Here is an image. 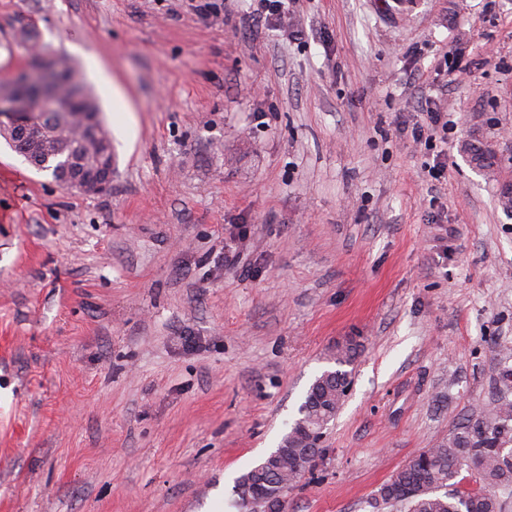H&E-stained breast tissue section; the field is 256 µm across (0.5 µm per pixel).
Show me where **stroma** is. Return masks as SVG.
Here are the masks:
<instances>
[{
    "instance_id": "obj_1",
    "label": "stroma",
    "mask_w": 512,
    "mask_h": 512,
    "mask_svg": "<svg viewBox=\"0 0 512 512\" xmlns=\"http://www.w3.org/2000/svg\"><path fill=\"white\" fill-rule=\"evenodd\" d=\"M218 2L0 0V81L36 31L114 154L93 193L0 138V512H241L350 338L288 512H395L377 489L512 367V0ZM424 99L439 183L398 130ZM427 118L422 123L417 122L411 128L410 136L416 144L424 145L427 151L437 146L436 141L439 139L441 143L448 144V131L452 128L448 127V119L443 121L440 112L420 113ZM428 120V122H427Z\"/></svg>"
}]
</instances>
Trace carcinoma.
<instances>
[{
  "label": "carcinoma",
  "instance_id": "1",
  "mask_svg": "<svg viewBox=\"0 0 512 512\" xmlns=\"http://www.w3.org/2000/svg\"><path fill=\"white\" fill-rule=\"evenodd\" d=\"M80 88L83 99L79 106L72 104V93ZM58 110L61 112L100 113L96 100L87 90L82 78L69 75L60 88ZM10 121L0 120V136L16 153L30 157L35 168L53 171L63 157L54 154L56 147L66 153L90 158L85 136H73L65 123L51 126L46 141L47 150L31 139L21 142L9 129ZM357 356V345H336L333 355L338 369L326 371L314 381L305 401L299 408V417L282 438L275 463L263 470L253 467L240 474L234 483L233 494L247 488L250 496L271 503L275 512H287V505L278 499L279 485L283 481L295 485L307 473L322 449L310 446V432L320 425H328L338 411L351 383V372ZM476 475L479 488L463 490L462 469ZM512 491V399L500 396L487 408H475L448 437L432 448L412 457L377 490V497L404 512H506V491Z\"/></svg>",
  "mask_w": 512,
  "mask_h": 512
}]
</instances>
